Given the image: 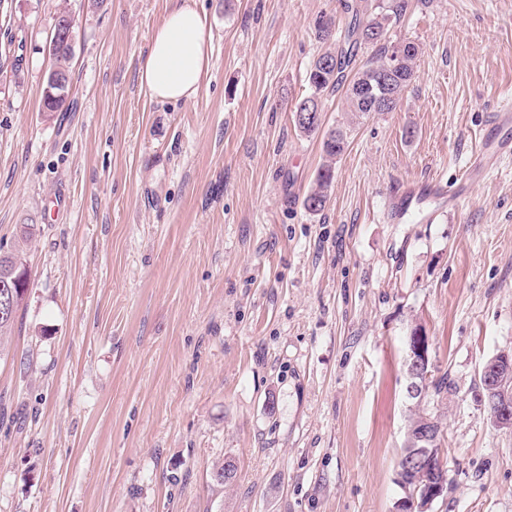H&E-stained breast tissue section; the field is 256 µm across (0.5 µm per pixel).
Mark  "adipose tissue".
<instances>
[{"label": "adipose tissue", "instance_id": "adipose-tissue-1", "mask_svg": "<svg viewBox=\"0 0 512 512\" xmlns=\"http://www.w3.org/2000/svg\"><path fill=\"white\" fill-rule=\"evenodd\" d=\"M209 68L205 17L196 0H175L139 61L140 86L158 102L190 101Z\"/></svg>", "mask_w": 512, "mask_h": 512}]
</instances>
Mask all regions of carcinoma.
Masks as SVG:
<instances>
[{"instance_id":"carcinoma-1","label":"carcinoma","mask_w":512,"mask_h":512,"mask_svg":"<svg viewBox=\"0 0 512 512\" xmlns=\"http://www.w3.org/2000/svg\"><path fill=\"white\" fill-rule=\"evenodd\" d=\"M407 8V0H376L371 8L358 3L344 4L351 14L348 24L347 45L335 43V21L322 16L316 22L317 37L327 43V48L313 61L309 72V85L312 92L296 102L293 108L295 127L307 136L322 137V149L325 162L319 170L314 186L305 199L308 211L318 213L325 209L329 200V189L334 178L335 164L348 146V131L336 127L324 129L318 124L314 127L303 126L298 114L307 103L316 111H323L322 96L325 92L345 90L346 111L351 114L350 124L368 118L376 111L375 103L386 97L394 98L393 111L415 78L416 61L419 51L407 54L393 74H386L390 54L411 41L397 38L391 33L393 26L400 20ZM370 48L372 52L366 63L359 69L352 67L360 48ZM74 51L57 48L52 55V66L56 71L72 73L71 61ZM67 98L44 88V106L49 112H59L66 107ZM18 253L0 251V283L7 282L9 287L0 288V339L11 333L17 320V312L28 290L29 280ZM429 423L438 430V423L432 417L419 416L409 422L405 432L404 447L397 463V483L425 486L426 483H448V469L439 458L442 436H426L422 433L424 424Z\"/></svg>"}]
</instances>
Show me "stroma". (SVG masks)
<instances>
[{
	"instance_id": "35a3bbf8",
	"label": "stroma",
	"mask_w": 512,
	"mask_h": 512,
	"mask_svg": "<svg viewBox=\"0 0 512 512\" xmlns=\"http://www.w3.org/2000/svg\"><path fill=\"white\" fill-rule=\"evenodd\" d=\"M174 2L0 14V42L25 41L0 74V247L30 273L0 341V512H400L418 413L448 464L429 512H512V430L480 384L512 351V160L433 222L391 216L406 185L464 180L512 92V0H409L393 32L419 45L416 77L353 126L318 213L321 140L291 111L316 18L347 39L340 0H197L210 70L194 100L160 103L138 64ZM63 9L73 89L48 112ZM417 329L448 388L413 400Z\"/></svg>"
}]
</instances>
